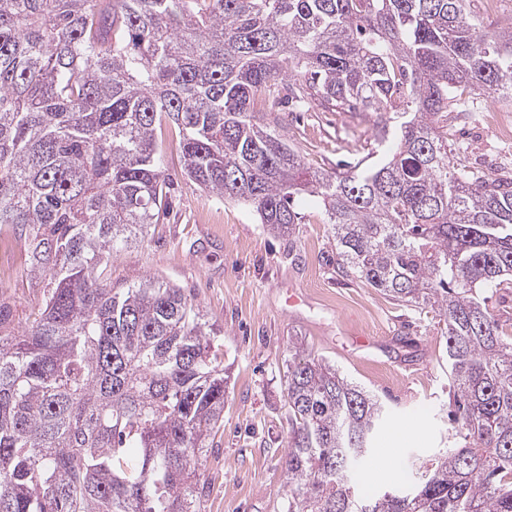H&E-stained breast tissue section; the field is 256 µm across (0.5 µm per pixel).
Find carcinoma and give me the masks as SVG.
<instances>
[{
    "instance_id": "obj_1",
    "label": "carcinoma",
    "mask_w": 512,
    "mask_h": 512,
    "mask_svg": "<svg viewBox=\"0 0 512 512\" xmlns=\"http://www.w3.org/2000/svg\"><path fill=\"white\" fill-rule=\"evenodd\" d=\"M512 97V28L467 0H0V227L47 278L27 327L0 303V512H202L197 457L224 365L183 289L114 288L164 214L157 124L186 174L268 230L318 199L336 272L444 324L452 447L413 490H355L384 406L292 343L285 512H512V177L448 161L458 91ZM373 112L376 162L325 173L278 113ZM489 308L500 328L505 333L512 334V284L511 287L501 288L489 299Z\"/></svg>"
}]
</instances>
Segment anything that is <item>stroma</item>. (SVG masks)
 I'll use <instances>...</instances> for the list:
<instances>
[{"label": "stroma", "mask_w": 512, "mask_h": 512, "mask_svg": "<svg viewBox=\"0 0 512 512\" xmlns=\"http://www.w3.org/2000/svg\"><path fill=\"white\" fill-rule=\"evenodd\" d=\"M512 111V99L467 93L448 109L455 129L448 159L489 175L512 172V141L487 119L491 108ZM288 134L307 162L335 171L340 160L388 149L375 114L289 112ZM163 168L173 180L168 213L139 246L112 261V284L155 278L184 288L206 321L228 380L224 421L198 468L207 480L205 512H284L282 463L290 426L284 406L291 339L312 356L375 394L389 420L367 468L355 474L362 493L383 484L412 485L420 467L449 446L448 369L434 313L397 306L386 295L336 272V239L319 202L298 201L302 222L278 237L255 210L203 191L183 172L175 140ZM22 240L0 234V303L13 326L26 327L43 297ZM301 302L289 306L290 295Z\"/></svg>", "instance_id": "stroma-1"}]
</instances>
